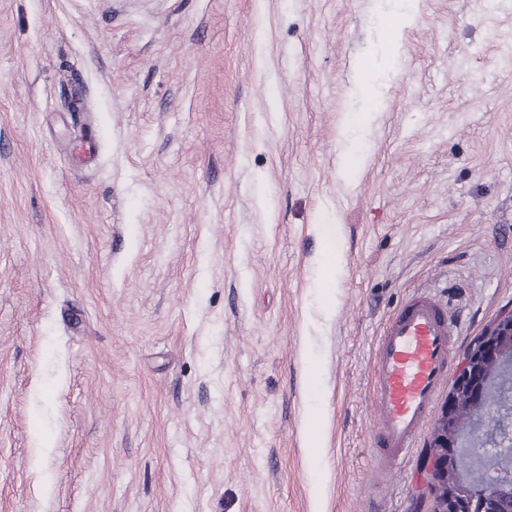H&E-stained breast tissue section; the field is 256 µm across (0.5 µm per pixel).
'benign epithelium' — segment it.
<instances>
[{
  "mask_svg": "<svg viewBox=\"0 0 512 512\" xmlns=\"http://www.w3.org/2000/svg\"><path fill=\"white\" fill-rule=\"evenodd\" d=\"M512 365V307L501 310L463 353L448 388L420 463L415 490L418 499L430 498L431 512H512V468L468 478L459 474L458 455L466 432L459 426L461 406L500 426L499 409L491 399L493 373Z\"/></svg>",
  "mask_w": 512,
  "mask_h": 512,
  "instance_id": "1",
  "label": "benign epithelium"
}]
</instances>
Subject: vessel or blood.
<instances>
[{
	"label": "vessel or blood",
	"instance_id": "b4317fda",
	"mask_svg": "<svg viewBox=\"0 0 512 512\" xmlns=\"http://www.w3.org/2000/svg\"><path fill=\"white\" fill-rule=\"evenodd\" d=\"M456 341L447 309L426 292L413 294L385 324L371 376L382 468L397 465L411 448L448 381Z\"/></svg>",
	"mask_w": 512,
	"mask_h": 512
}]
</instances>
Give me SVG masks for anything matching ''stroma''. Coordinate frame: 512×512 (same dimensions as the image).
Instances as JSON below:
<instances>
[{
  "instance_id": "35a3bbf8",
  "label": "stroma",
  "mask_w": 512,
  "mask_h": 512,
  "mask_svg": "<svg viewBox=\"0 0 512 512\" xmlns=\"http://www.w3.org/2000/svg\"><path fill=\"white\" fill-rule=\"evenodd\" d=\"M393 9L0 0V512H430L373 352L512 306V0H421L368 130ZM322 242L326 262L329 266L336 265V259L341 254V239L337 224L322 225Z\"/></svg>"
}]
</instances>
